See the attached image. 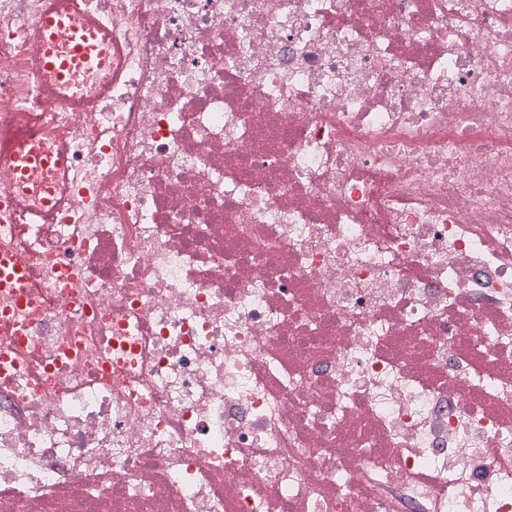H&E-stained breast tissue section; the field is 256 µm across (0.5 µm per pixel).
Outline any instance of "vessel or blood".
<instances>
[{
    "mask_svg": "<svg viewBox=\"0 0 512 512\" xmlns=\"http://www.w3.org/2000/svg\"><path fill=\"white\" fill-rule=\"evenodd\" d=\"M34 39L38 50L36 81L54 97L86 102L85 92L71 76L78 69L100 68V49L111 43V33L96 18L80 15L77 0H46ZM66 164L65 155L47 153L32 144L24 128H0V169L8 171L14 181H24L40 170L62 169ZM28 277L23 260L0 257V289L21 291Z\"/></svg>",
    "mask_w": 512,
    "mask_h": 512,
    "instance_id": "b4317fda",
    "label": "vessel or blood"
}]
</instances>
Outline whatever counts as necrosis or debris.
<instances>
[{"label": "necrosis or debris", "instance_id": "necrosis-or-debris-1", "mask_svg": "<svg viewBox=\"0 0 512 512\" xmlns=\"http://www.w3.org/2000/svg\"><path fill=\"white\" fill-rule=\"evenodd\" d=\"M0 0V512H512V0H83L94 111ZM73 266L75 278L62 277ZM66 164L64 154L47 153L32 144L24 128L1 127L0 169L8 171L15 182L24 181L35 171L64 169ZM29 270L23 260L15 259L9 255H3L0 259V289L15 291L18 306L24 305L22 288H26Z\"/></svg>", "mask_w": 512, "mask_h": 512}]
</instances>
